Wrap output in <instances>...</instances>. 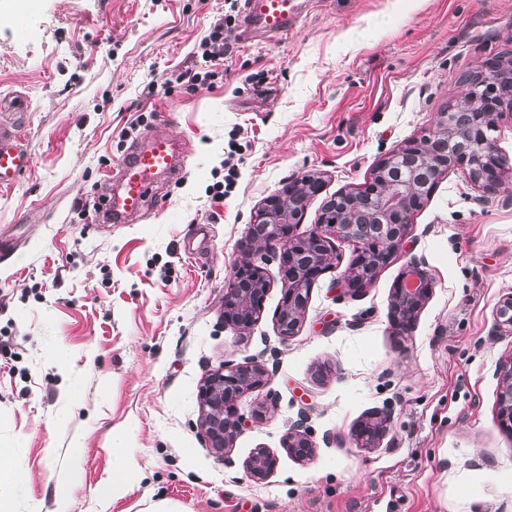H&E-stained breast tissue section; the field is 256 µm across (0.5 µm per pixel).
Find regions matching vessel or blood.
Masks as SVG:
<instances>
[{
  "instance_id": "obj_1",
  "label": "vessel or blood",
  "mask_w": 512,
  "mask_h": 512,
  "mask_svg": "<svg viewBox=\"0 0 512 512\" xmlns=\"http://www.w3.org/2000/svg\"><path fill=\"white\" fill-rule=\"evenodd\" d=\"M298 0H245L243 23L277 34L287 33L299 14ZM185 144L153 134L145 144L131 145L117 165L114 178L104 179L98 224H125L148 203L161 176H176ZM31 167V155L16 126L0 124V188L17 184Z\"/></svg>"
}]
</instances>
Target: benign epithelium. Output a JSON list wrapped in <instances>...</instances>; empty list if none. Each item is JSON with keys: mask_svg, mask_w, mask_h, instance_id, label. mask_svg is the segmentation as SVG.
I'll return each mask as SVG.
<instances>
[{"mask_svg": "<svg viewBox=\"0 0 512 512\" xmlns=\"http://www.w3.org/2000/svg\"><path fill=\"white\" fill-rule=\"evenodd\" d=\"M499 68L489 71L470 84L468 92L452 112L440 113L433 133L419 143H409L392 152L375 168L369 183L358 190L361 198L374 206L376 221L361 226L357 238L355 262L344 275V288L357 291L370 283L377 270L402 247L410 229V215L421 197L401 180L390 178L389 171L399 166L420 172L421 185H435L438 178L453 170H462L471 181L491 192L499 181L501 162L493 144V132L504 104L512 99L498 87ZM320 190V182L305 179L288 184L282 192L266 198L256 221L266 225V232L248 234L241 242L243 252L262 255L279 251L285 287L277 318L279 335L296 334L312 284L329 268L333 238L350 239L357 212L340 224L331 218L333 207L355 192H342L327 205L320 222L305 235L296 227L305 212L309 196ZM433 279L421 259H413L393 288L390 321L400 334L409 333L428 300ZM268 288L262 269L245 260L224 290V326L237 331L252 323ZM496 327L512 332V295L496 311ZM498 419L500 426L512 432V362L499 371ZM269 383L266 369L249 360L237 366H224L206 375L199 394L201 428L211 447L219 454L242 424L238 403L248 393ZM302 415L288 429L284 443L301 457L310 454L312 442ZM276 459L267 450L255 452L247 465L254 481L265 479Z\"/></svg>", "mask_w": 512, "mask_h": 512, "instance_id": "benign-epithelium-1", "label": "benign epithelium"}]
</instances>
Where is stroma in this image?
<instances>
[{
    "label": "stroma",
    "mask_w": 512,
    "mask_h": 512,
    "mask_svg": "<svg viewBox=\"0 0 512 512\" xmlns=\"http://www.w3.org/2000/svg\"><path fill=\"white\" fill-rule=\"evenodd\" d=\"M300 3L288 33L253 39L231 0H33L21 41L0 13V100L24 96L33 159L0 189V238L15 245L0 262V442L16 446V512H151L163 499L181 512H512V434L498 421L512 334L495 327L512 295L511 111L495 134L496 193L443 175L403 248L355 293L340 283L358 246L334 240L290 339L276 326L275 258L258 320L224 326V287L263 200L320 178L297 228L310 230L331 198L461 103L464 76L512 54V0ZM219 18L227 52L212 86L178 80ZM158 129L190 143L179 179L129 223L79 217L76 201H94L106 171ZM414 258L432 295L398 336L391 295ZM249 358L270 381L241 399L223 456L200 427L199 389ZM384 410L381 443L357 447L354 426ZM302 414L315 446L304 462L283 442ZM116 428L138 476L104 501ZM260 448L276 465L256 482L246 465ZM69 478L62 505L54 487Z\"/></svg>",
    "instance_id": "stroma-1"
}]
</instances>
